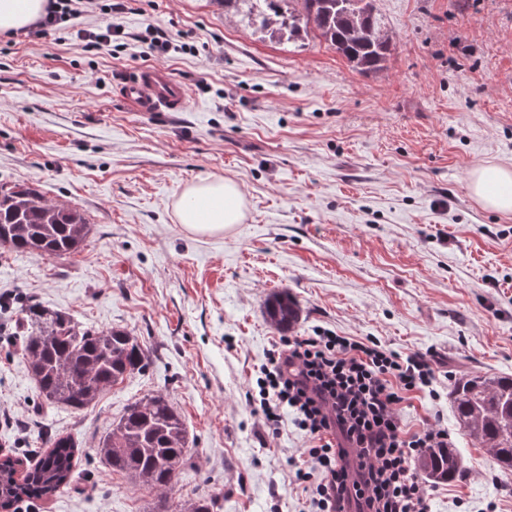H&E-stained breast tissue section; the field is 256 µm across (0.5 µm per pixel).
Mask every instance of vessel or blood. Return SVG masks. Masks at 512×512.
<instances>
[{
  "label": "vessel or blood",
  "instance_id": "vessel-or-blood-1",
  "mask_svg": "<svg viewBox=\"0 0 512 512\" xmlns=\"http://www.w3.org/2000/svg\"><path fill=\"white\" fill-rule=\"evenodd\" d=\"M119 94L137 112H179L189 104L185 85L155 66L137 69L122 83Z\"/></svg>",
  "mask_w": 512,
  "mask_h": 512
}]
</instances>
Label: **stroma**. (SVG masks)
<instances>
[{"mask_svg": "<svg viewBox=\"0 0 512 512\" xmlns=\"http://www.w3.org/2000/svg\"><path fill=\"white\" fill-rule=\"evenodd\" d=\"M93 0L40 38L0 36V185H38L90 232L70 255L0 247V454L68 434L83 450L71 485L18 512H168L215 497L218 512H309L293 483L308 444L284 421L268 436L246 393L279 333L264 303L288 291L294 333L329 329L434 353L436 396L401 406L404 429L448 430L465 473L430 485L433 512H512V473L463 436L448 386L459 371L512 377V214L470 194L480 165L512 166V0H374L393 41L364 73L313 35L257 30L244 4ZM116 25L121 49L81 51L84 25ZM165 29L190 53L138 41ZM192 95L181 112L119 97L142 66ZM236 180L246 217L198 236L179 224L185 187ZM34 297L96 329L121 327L150 365L74 412L44 404L10 332ZM162 393L187 428L166 496L95 450L135 400Z\"/></svg>", "mask_w": 512, "mask_h": 512, "instance_id": "35a3bbf8", "label": "stroma"}]
</instances>
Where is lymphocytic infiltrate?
<instances>
[{"instance_id":"1","label":"lymphocytic infiltrate","mask_w":512,"mask_h":512,"mask_svg":"<svg viewBox=\"0 0 512 512\" xmlns=\"http://www.w3.org/2000/svg\"><path fill=\"white\" fill-rule=\"evenodd\" d=\"M435 380L431 355L395 352L372 337L318 330L274 342L256 378L259 409L271 435L287 413L305 432L294 483L313 512H431L412 460L451 438L436 425L406 431L400 405Z\"/></svg>"}]
</instances>
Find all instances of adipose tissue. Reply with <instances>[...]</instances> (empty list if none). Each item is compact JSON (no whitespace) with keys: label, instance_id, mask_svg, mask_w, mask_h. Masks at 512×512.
Instances as JSON below:
<instances>
[{"label":"adipose tissue","instance_id":"ef3b65f1","mask_svg":"<svg viewBox=\"0 0 512 512\" xmlns=\"http://www.w3.org/2000/svg\"><path fill=\"white\" fill-rule=\"evenodd\" d=\"M45 0H0V35L26 28L44 12ZM472 196L483 206L512 213V168L481 165L470 174ZM180 224L194 234L214 235L242 223L245 198L236 180L209 177L189 184L176 205Z\"/></svg>","mask_w":512,"mask_h":512}]
</instances>
